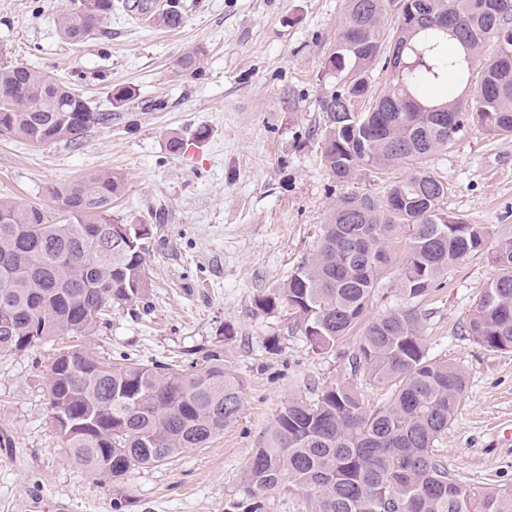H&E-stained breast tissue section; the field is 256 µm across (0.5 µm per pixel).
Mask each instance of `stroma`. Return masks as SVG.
I'll use <instances>...</instances> for the list:
<instances>
[{
  "instance_id": "obj_1",
  "label": "stroma",
  "mask_w": 512,
  "mask_h": 512,
  "mask_svg": "<svg viewBox=\"0 0 512 512\" xmlns=\"http://www.w3.org/2000/svg\"><path fill=\"white\" fill-rule=\"evenodd\" d=\"M68 0H0V62L22 63L78 82L109 127L80 147L0 135V197L50 205V187L94 172L123 176L112 204L154 226L148 292L117 307L86 342L102 357L151 363L222 346L243 381L235 424L209 447L132 471L123 482L70 462L51 421L43 370L55 348L0 354V512H228L244 497L243 474L293 398L314 399L348 378L341 352L317 354L291 310L255 305L315 248L340 195L383 194L371 171L333 181L319 162V104L336 87L324 65L345 0H180L184 22L116 11L96 39L71 45L53 23ZM201 48L199 70L180 66ZM132 97L113 107L111 89ZM205 139H196L198 130ZM183 141L170 153L168 141ZM429 171L448 188L445 211L489 230L483 253L442 288L416 299L430 357L466 374L456 417L436 450L464 487L512 489V352L472 341L460 327L494 274L492 254L512 231V138L471 125Z\"/></svg>"
}]
</instances>
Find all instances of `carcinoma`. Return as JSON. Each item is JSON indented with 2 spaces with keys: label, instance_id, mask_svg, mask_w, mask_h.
Returning <instances> with one entry per match:
<instances>
[{
  "label": "carcinoma",
  "instance_id": "cac0c4a2",
  "mask_svg": "<svg viewBox=\"0 0 512 512\" xmlns=\"http://www.w3.org/2000/svg\"><path fill=\"white\" fill-rule=\"evenodd\" d=\"M112 0H70L56 14L60 37L84 43L112 17ZM183 24L179 0L155 14ZM495 54L471 84L481 49ZM388 79L372 88L380 58ZM325 69L340 76L321 101V162L336 182L369 168H402L383 197L341 196L313 253L283 284L258 296L270 310L286 303L317 354L336 351L360 329L348 356L350 376L391 391L372 406L341 381L310 401L297 398L277 416L266 446L244 474L247 497L230 512H258L259 498L306 491L313 512H512V490L475 495L434 453L466 387L462 369L428 355L418 310L407 304L368 321L378 279L391 262L390 240L408 248L399 269L406 300L439 287L482 252L489 232L447 213L448 188L424 166L454 148L475 124L512 136V0H346ZM370 102L357 112L354 101ZM112 113L93 105L74 81L22 63L0 65V135L33 144L77 147ZM125 189L119 174L99 172L51 189L55 206L0 198V353L71 340L45 370L52 418L72 462L90 475L119 480L186 448H204L237 421L242 382L215 347L183 364L110 362L81 339L107 323L112 308L145 297L153 226L112 214ZM497 274L463 325L471 339L512 350V235L492 256Z\"/></svg>",
  "mask_w": 512,
  "mask_h": 512
}]
</instances>
